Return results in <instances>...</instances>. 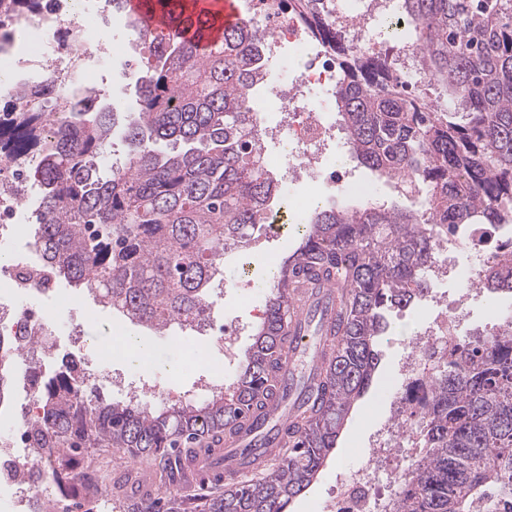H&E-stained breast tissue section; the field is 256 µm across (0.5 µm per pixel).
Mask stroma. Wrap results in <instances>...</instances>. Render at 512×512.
<instances>
[{
  "mask_svg": "<svg viewBox=\"0 0 512 512\" xmlns=\"http://www.w3.org/2000/svg\"><path fill=\"white\" fill-rule=\"evenodd\" d=\"M294 233L281 238L271 237L267 225H257L249 243L243 250L225 252L224 265L219 279L224 287L221 297L215 298L213 308L224 322L255 326L260 317L258 308L264 307L270 292L269 270L279 268L282 260L294 249ZM250 282L249 290H242V282ZM18 305H36L45 309L54 323L58 338L54 348L55 361L84 358L96 363L100 369L121 373L131 386L149 383L156 387L157 402H165L194 380L196 374L229 383L233 373L224 367V354L211 348V339L201 336L190 326H172L157 332L123 320L118 314L97 305L80 289L60 284L55 292L45 296L18 295ZM431 308L427 300H420L403 309H389L385 313L386 330L380 337L378 348L381 363L372 388L357 403L354 415L344 430L334 457L328 462L321 476L310 489L296 498L288 512H326L327 505L336 492V484L369 453V439L389 410V398L396 386L398 360L402 348L414 332L424 324ZM136 334L148 340L153 348L156 367L152 373L126 364L120 355L111 353V346L127 334ZM181 336L185 347L175 351L168 339ZM208 346L206 359L197 361L194 370H186V355ZM180 366L178 376H170L165 368Z\"/></svg>",
  "mask_w": 512,
  "mask_h": 512,
  "instance_id": "stroma-1",
  "label": "stroma"
}]
</instances>
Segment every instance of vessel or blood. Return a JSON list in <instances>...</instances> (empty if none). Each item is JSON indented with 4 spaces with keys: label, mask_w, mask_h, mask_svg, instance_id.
<instances>
[{
    "label": "vessel or blood",
    "mask_w": 512,
    "mask_h": 512,
    "mask_svg": "<svg viewBox=\"0 0 512 512\" xmlns=\"http://www.w3.org/2000/svg\"><path fill=\"white\" fill-rule=\"evenodd\" d=\"M340 286L333 280H305L292 291L289 344L283 354L280 382L292 379L320 381L324 375V347L319 337L337 317ZM299 413L297 402L271 400L261 406L238 434L220 440L219 449L206 462H194L183 471V486L192 488L201 483L221 485L253 473L250 453H262L271 446H287L283 430Z\"/></svg>",
    "instance_id": "1"
}]
</instances>
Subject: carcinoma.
Returning <instances> with one entry per match:
<instances>
[{
    "label": "carcinoma",
    "instance_id": "cac0c4a2",
    "mask_svg": "<svg viewBox=\"0 0 512 512\" xmlns=\"http://www.w3.org/2000/svg\"><path fill=\"white\" fill-rule=\"evenodd\" d=\"M39 0H0V19ZM141 50L135 109L119 110L97 91L58 99L52 88L15 90V112L0 111V161L21 166L38 191L32 237L46 278L81 288L98 305L156 331L191 325L210 306L224 251L246 246L267 223L276 178L262 167L254 99L266 83L264 34L250 19L224 28L204 56L220 19L187 0H141L168 28L151 31L111 0ZM312 27L324 0H302ZM419 68L443 89L448 107L404 87L389 55H354L336 33L334 88L347 144L383 180L407 179L426 208L368 200L314 211L274 280L232 386L199 400L151 408L102 393L87 397L65 361L40 382V415L27 447L51 459L55 483L90 499L102 488L82 464L105 443L150 459L170 488L148 486L127 467L109 488L125 512H287L334 455L380 363L384 313L429 291L435 237L466 224L512 223V0H403ZM123 160L103 163L112 137ZM334 269L345 285L323 381L307 394L278 460L261 477L214 487L197 497L175 489L184 465L237 433L265 399L288 341L291 281ZM483 283L512 294V253L486 265ZM15 339L0 333V407L20 378ZM418 459L391 512H512V322L464 340L437 371L415 427Z\"/></svg>",
    "mask_w": 512,
    "mask_h": 512
}]
</instances>
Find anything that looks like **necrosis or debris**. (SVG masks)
<instances>
[{"label":"necrosis or debris","mask_w":512,"mask_h":512,"mask_svg":"<svg viewBox=\"0 0 512 512\" xmlns=\"http://www.w3.org/2000/svg\"><path fill=\"white\" fill-rule=\"evenodd\" d=\"M399 13L398 0H329L324 25L340 30L352 53L380 48L390 49L393 58L402 62L401 76L410 82L422 81L423 73L413 61L419 55L414 39L396 37L390 19ZM249 16L266 35L268 61L276 65L272 83L274 94L262 98L258 109L281 115L278 125L258 121L262 139L281 142L283 151L276 156L264 155L267 169L287 167L290 175H316L320 184L368 197L372 191L352 181L346 170L324 159L328 142L338 129L334 112L336 102L318 97V90L333 89L338 70L336 56L326 41L293 12L283 9L281 0H251ZM83 33L92 28H112L114 15L106 0H52L37 5L0 22V62H6L13 74L12 83L1 91L13 93L16 84L32 86L51 80L60 93H68L72 85H86L91 69L107 64L110 51L104 43L62 46L57 33L60 20ZM31 36L32 48L27 54L14 51L17 33ZM27 173L19 167L0 170V240L9 238L20 213V201L29 193ZM512 244L511 236L493 239L484 224H469L464 235L453 234L436 240L438 251L448 247L467 249L477 262L470 267L466 286L449 300L444 310L412 337L403 358L393 392L395 412L382 429V439L369 458L358 465L338 489L329 512H386V504L394 498L407 471V461L400 454L407 438L405 417L418 411L430 393V380L438 358L448 356L459 344L458 328L468 317L471 302L478 291L483 263L497 245ZM0 326L18 337L38 335L53 341L56 330L51 322L27 309H17L12 293H0ZM25 423L12 426L0 436V478L7 480L16 512H35L37 499L45 498L52 512H77L79 502L59 490L52 480L32 485L24 472L36 469L37 461L24 453L26 423L37 415L35 400H28Z\"/></svg>","instance_id":"necrosis-or-debris-1"}]
</instances>
